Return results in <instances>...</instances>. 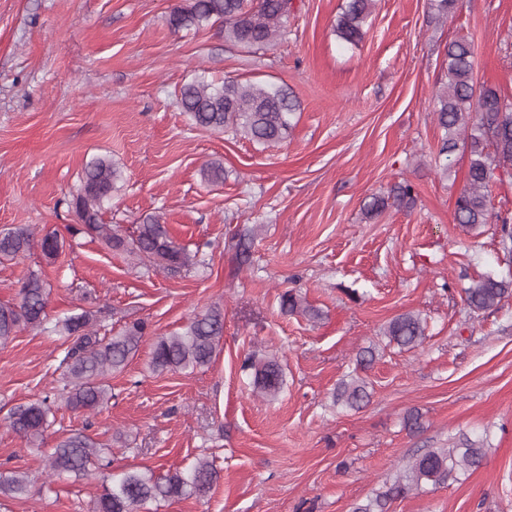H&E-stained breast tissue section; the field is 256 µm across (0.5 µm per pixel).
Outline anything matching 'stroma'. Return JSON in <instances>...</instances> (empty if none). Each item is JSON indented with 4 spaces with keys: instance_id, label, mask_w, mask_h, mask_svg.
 Instances as JSON below:
<instances>
[{
    "instance_id": "1",
    "label": "stroma",
    "mask_w": 512,
    "mask_h": 512,
    "mask_svg": "<svg viewBox=\"0 0 512 512\" xmlns=\"http://www.w3.org/2000/svg\"><path fill=\"white\" fill-rule=\"evenodd\" d=\"M181 0H0V229L25 224L56 234L0 264V303L31 270L50 288L49 323L102 309L120 332L143 319L149 335L112 399L94 415L67 407L51 332L21 329L0 347V473H25V494L0 496V512H95L111 469L88 478L47 477L62 437L88 428L112 451V467L162 475L213 461L220 479L203 498L139 512H352L418 453L459 435L486 436L482 465L461 481L424 487L390 512H512V298L470 313V278L507 273L494 224H455L469 156H439L443 136L432 91L449 41L469 35L479 83L512 93V0H458L444 21L430 0H375L359 45L332 25L343 0H292L288 33L256 50L225 42L218 27L176 32ZM287 85L299 109L287 137L262 147L196 125L177 104L194 77ZM112 159L123 178L104 223L129 235L149 215L174 240L202 248L177 277L146 272L137 258L72 233L68 202L87 161ZM219 163L220 181L202 176ZM409 183L412 208L366 219L364 201ZM252 231L238 266L224 242ZM300 294L318 316L286 315ZM216 308L224 337L213 362L157 374L154 337L183 330ZM415 312L423 344L388 343L387 323ZM376 345L371 399L359 410L332 402L359 348ZM276 357L286 386L257 393L244 358ZM50 397L55 421L31 447L9 428L20 404ZM421 432L405 430L408 411Z\"/></svg>"
}]
</instances>
